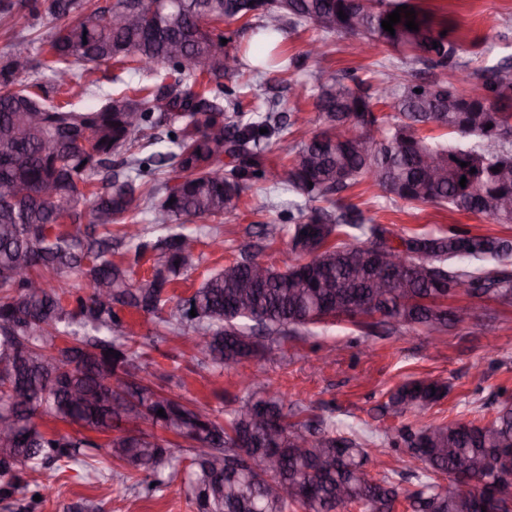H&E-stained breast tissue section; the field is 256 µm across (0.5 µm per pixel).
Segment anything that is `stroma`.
I'll return each mask as SVG.
<instances>
[{
    "instance_id": "1",
    "label": "stroma",
    "mask_w": 512,
    "mask_h": 512,
    "mask_svg": "<svg viewBox=\"0 0 512 512\" xmlns=\"http://www.w3.org/2000/svg\"><path fill=\"white\" fill-rule=\"evenodd\" d=\"M413 2L438 27L447 29L449 39L459 46V62L476 69L512 57V0ZM316 36L309 27L289 33L285 46L295 63L284 73L278 91H271L266 80L257 82L260 99L278 96L281 108L296 112L298 121L289 135L295 144L320 126L314 108L318 75L333 74L345 78L349 86L364 87L376 83L379 65L401 63L393 51L382 48L367 55L355 39L340 35L329 36L323 57L306 56V45ZM295 200V195L272 190L256 179L243 191L238 208L225 214L222 222L197 220L201 231L195 252L197 267L172 284L171 295L188 297L206 273L235 258L236 247L260 224L272 227L274 234L265 240L257 259L277 267L291 262L283 227L298 216ZM344 200L356 204L367 220L398 233L463 224L475 233L512 237V224H498L445 206L395 201L367 181L346 190ZM458 303L471 310L472 320L441 335L403 328L389 336H368L342 320L270 343L263 354L221 370L202 363L176 337L154 340L149 318L128 313L124 319L141 336L156 364V383L165 392L183 395L206 410L226 413L245 399L243 379L256 377L286 393L291 403L332 416L338 424L381 434L414 421L408 413L393 417L378 412L389 391L408 378L430 377L451 384L447 397L427 411L424 421L428 424L471 420L490 401L512 403V307L487 297H462ZM36 478L54 489L38 512H87L89 502L97 505L98 512H197L177 481L148 497L82 475L73 465L40 470Z\"/></svg>"
}]
</instances>
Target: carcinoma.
Listing matches in <instances>:
<instances>
[{
  "mask_svg": "<svg viewBox=\"0 0 512 512\" xmlns=\"http://www.w3.org/2000/svg\"><path fill=\"white\" fill-rule=\"evenodd\" d=\"M45 2L54 23L46 39L30 23L16 29L22 11L37 13L38 0H0V424L15 432L9 445L0 443L4 508H12L16 493L50 497L51 487L26 475L65 461L147 495L182 473L197 512H395L400 504L407 512H512L496 479L512 461V405L466 422L407 425L393 438L376 437L296 408L253 381L244 404L222 416L143 376L153 362L123 319L133 310L151 319L157 336L192 333L197 354L222 369L264 351L275 336H298L328 318L347 319L373 336L403 327L445 333L457 323L445 299L459 284L471 297L512 306V240L456 224L399 235L364 223L359 208L338 197L361 178L409 203L512 224V92L504 84L512 82V60L469 70L458 62L456 44L410 0H170L155 19L157 0ZM401 5L415 9L418 30L407 29L402 11L392 36L381 21ZM253 19L268 42L310 24L323 36L356 37L365 51L408 52L406 63L441 76L417 82L383 73L379 96L393 109L384 116L374 112L369 90L321 77L314 106L323 127L290 146L280 117L263 107L244 115L242 98L253 85L238 54L224 51L215 34L221 23ZM21 50L24 74L38 75L31 85L12 71ZM97 59L126 65L121 91L97 108L48 102L51 93L96 85L93 69L76 72L73 64ZM253 60L252 72L265 76L294 63L278 42ZM146 73L156 76L153 83H142ZM226 79L237 81L232 99L225 97ZM458 82L479 92L466 112L448 111ZM420 126L470 143L434 142L418 134ZM159 128L174 137L152 134ZM274 143L293 158L271 173L272 188L302 199L298 218L285 227L295 262L270 267L246 303L242 285L256 259L245 243L239 258L167 310L168 288L195 267L197 237L184 225L235 210L247 182L265 174L261 157ZM117 154L122 159L114 163ZM498 166L509 169L508 180L499 179ZM100 169L108 172L105 187L91 191V175ZM316 201L329 206H311ZM139 215L152 235L139 227ZM394 243L406 246L408 269L394 294L382 298L375 280ZM119 246L132 262L112 260ZM149 253L152 273L135 277L134 265ZM64 274L83 290L72 309L59 285ZM355 303L367 304L360 317L348 309ZM112 349L119 355L105 356ZM447 395L443 381L411 379L389 393L383 409L420 413ZM261 405L280 423L279 436L244 451L237 437L250 425L249 407ZM160 409L166 417L157 415ZM45 416L75 433L45 432L38 423ZM380 442L404 448L422 467L366 478L370 447ZM176 448L187 455H175ZM261 455L276 459L269 479L295 487L294 494L267 493L252 472ZM99 456L111 460L108 470L95 466ZM467 481L474 486L462 509L457 497Z\"/></svg>",
  "mask_w": 512,
  "mask_h": 512,
  "instance_id": "cac0c4a2",
  "label": "carcinoma"
}]
</instances>
